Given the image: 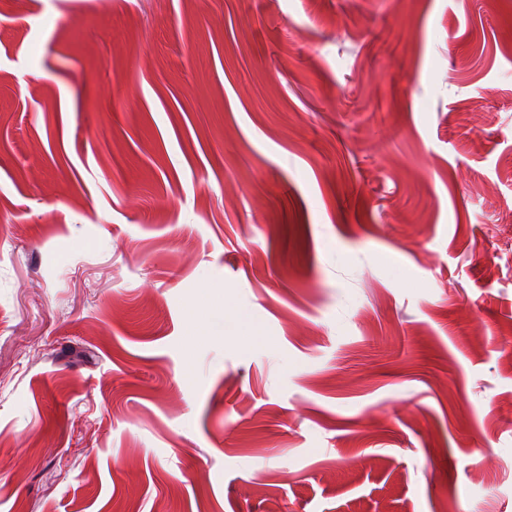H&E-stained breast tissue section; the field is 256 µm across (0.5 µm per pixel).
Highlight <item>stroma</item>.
<instances>
[{
    "mask_svg": "<svg viewBox=\"0 0 512 512\" xmlns=\"http://www.w3.org/2000/svg\"><path fill=\"white\" fill-rule=\"evenodd\" d=\"M506 209L512 0H0V512H512ZM234 310L235 308L233 306L232 300L225 293L224 310H215L211 314L206 313L204 315H200L193 309L191 312V321L195 322L196 319L200 316L206 317L208 319L204 323V331H219L224 333L226 327L229 326L233 320H239L242 318L241 314H237V318L233 317V315L236 314V311ZM229 313H231L230 317Z\"/></svg>",
    "mask_w": 512,
    "mask_h": 512,
    "instance_id": "35a3bbf8",
    "label": "stroma"
}]
</instances>
